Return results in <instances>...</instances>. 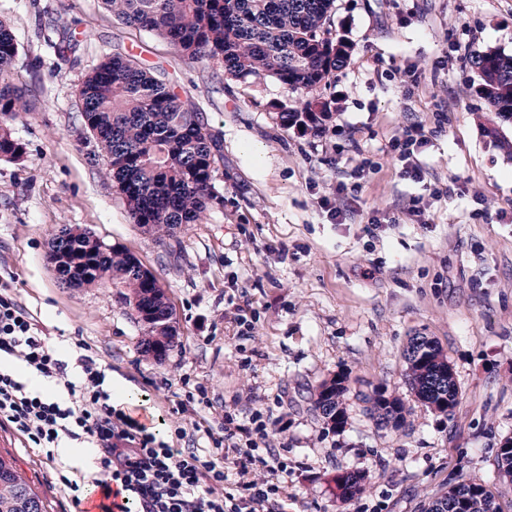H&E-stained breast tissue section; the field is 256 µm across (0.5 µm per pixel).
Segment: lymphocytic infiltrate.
<instances>
[{
  "instance_id": "1",
  "label": "lymphocytic infiltrate",
  "mask_w": 512,
  "mask_h": 512,
  "mask_svg": "<svg viewBox=\"0 0 512 512\" xmlns=\"http://www.w3.org/2000/svg\"><path fill=\"white\" fill-rule=\"evenodd\" d=\"M19 362L49 380L65 384L69 402L51 400L30 389L11 369H0V426L14 430L26 444L57 447L61 437L100 448L103 491L131 495L140 512H285L281 481L288 461L272 448L263 424L248 427L224 418V464L197 448H177L158 439L150 426L116 407L104 389L96 361L81 357L84 378L66 379V365L46 344L37 321L8 291L0 292V359Z\"/></svg>"
}]
</instances>
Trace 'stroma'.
<instances>
[{"instance_id": "obj_1", "label": "stroma", "mask_w": 512, "mask_h": 512, "mask_svg": "<svg viewBox=\"0 0 512 512\" xmlns=\"http://www.w3.org/2000/svg\"><path fill=\"white\" fill-rule=\"evenodd\" d=\"M18 46L15 79L31 111L7 119L24 146L0 159V289L43 327L50 349L82 377L81 345L107 390L133 391L124 407L159 432L183 426L196 445L221 436L225 414H260L267 445L288 458V512H421L460 477L480 480L501 512L512 482L497 448L512 437V120L477 91L472 55L512 54V0H336L333 33L348 64L319 94L333 115L319 135L280 124L300 99L275 77L237 80L193 62L152 32L122 24L102 0H0ZM74 48L59 55L58 45ZM136 57L201 112L224 163L223 204L160 236L135 224L85 126L77 88L115 53ZM422 125V180L401 176L389 147ZM343 197L344 223L324 201ZM77 227L124 247L164 288L179 331L158 361L141 352L142 327L111 283L63 287L48 240ZM247 325H240L239 316ZM438 342L458 383L451 415L423 406L406 382L411 337ZM348 375L347 424L332 431L313 399ZM204 388L208 404L188 402ZM399 398L409 415L378 428L366 395ZM187 412H180V403ZM46 461L0 428V456L70 512L65 486L103 480L98 460ZM365 475L355 498L335 478Z\"/></svg>"}]
</instances>
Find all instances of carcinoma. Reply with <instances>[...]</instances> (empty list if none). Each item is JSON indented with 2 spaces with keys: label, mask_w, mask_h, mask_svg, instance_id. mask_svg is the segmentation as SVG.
Listing matches in <instances>:
<instances>
[{
  "label": "carcinoma",
  "mask_w": 512,
  "mask_h": 512,
  "mask_svg": "<svg viewBox=\"0 0 512 512\" xmlns=\"http://www.w3.org/2000/svg\"><path fill=\"white\" fill-rule=\"evenodd\" d=\"M122 23L156 33L193 61L218 60L237 80L273 76L303 94L300 106L279 113L281 125L317 133L330 118V102L316 95L333 72L345 67L351 47L333 37L335 0H104ZM18 50L10 29L0 22V114L30 110L28 89L13 79ZM480 95L500 118L512 119V56L488 50L473 56ZM81 116L98 133L112 182L135 223L150 224L172 235L183 224L197 223L203 213L224 204L214 191V166L223 161L217 137L200 113L153 76L133 56L115 53L88 73L78 88ZM23 146L0 124V156L17 159ZM51 245L75 255L79 264L64 274L76 287L105 279L123 288L122 297L142 324L144 352L159 358L174 346L165 327L145 322L147 310L169 308L165 295L149 296L150 285L132 264L133 256L115 247L102 249L92 235L53 236ZM407 381L425 406L451 414L458 384L438 343L411 339L404 351ZM347 377L322 383L314 406L322 416L336 415L346 424L343 406ZM370 414L380 428L399 429L409 410L389 396L372 399ZM458 493L450 491L429 503L427 512H457L456 495L469 494L466 512H499L494 494L468 493L461 477ZM345 498L364 492V476L336 477ZM0 512H47L45 499L17 469L0 456Z\"/></svg>",
  "instance_id": "carcinoma-1"
}]
</instances>
